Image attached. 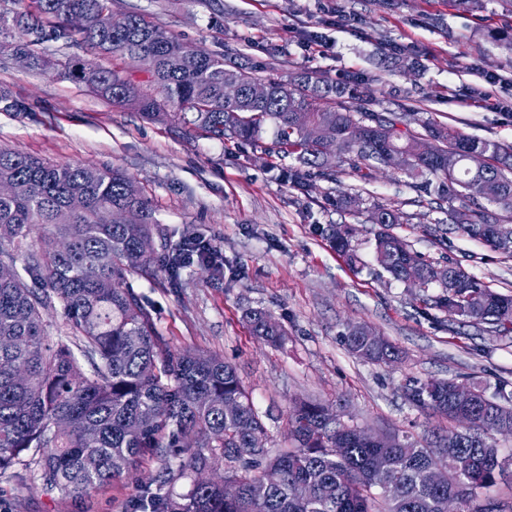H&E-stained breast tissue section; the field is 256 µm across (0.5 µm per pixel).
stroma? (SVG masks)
I'll return each mask as SVG.
<instances>
[{
  "label": "stroma",
  "instance_id": "35a3bbf8",
  "mask_svg": "<svg viewBox=\"0 0 512 512\" xmlns=\"http://www.w3.org/2000/svg\"><path fill=\"white\" fill-rule=\"evenodd\" d=\"M181 41L207 50L232 48L262 63L263 76L309 69L362 81L370 111L417 113L424 123L512 143V0H116ZM50 62L32 71L0 55V90L23 103L0 109V149L50 164L118 167L149 198L159 236L183 231L211 242L223 264L130 277L174 352L223 356L236 369L268 434V448L289 447L296 399L336 409L342 422L423 438L448 430V419L412 404L411 379L454 378L512 392V337L425 306L423 289L385 276L375 258L376 203L399 209L395 231L424 259L459 264L493 290L512 294V257L454 231L440 234L448 203L406 187L391 168L363 181L348 163L335 180L317 179L309 194L278 177L284 158L263 146L201 136L174 122L149 120L67 78L65 65L84 56L75 39L42 44ZM359 194L362 207L336 213L337 192ZM352 229L358 257L350 263L331 247L333 225ZM262 309L288 332L273 347L253 336L246 312ZM370 326L403 352L389 365L352 355L342 335ZM159 468L147 457L124 478L76 506L52 494L28 493L0 477L5 512H127L138 486Z\"/></svg>",
  "mask_w": 512,
  "mask_h": 512
}]
</instances>
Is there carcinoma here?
Masks as SVG:
<instances>
[{
	"instance_id": "carcinoma-1",
	"label": "carcinoma",
	"mask_w": 512,
	"mask_h": 512,
	"mask_svg": "<svg viewBox=\"0 0 512 512\" xmlns=\"http://www.w3.org/2000/svg\"><path fill=\"white\" fill-rule=\"evenodd\" d=\"M106 0H30L28 9L0 10V37L9 38L43 68L46 60L31 40L41 29L46 39L67 36L58 27L72 12L100 13ZM91 57L65 65L72 80L116 105L137 107L148 118L169 117L193 126L210 139L258 145L271 133L266 151L294 158L279 178L308 194L315 177H331L333 163L350 161L357 172L403 157L398 172L410 188L448 200V223L461 234L491 248L512 224L490 207L512 212V144L480 139L442 126H424L432 139L427 157L415 153L416 136L392 119L367 113L370 102L360 83L337 81L316 71L288 79L268 77L263 99L244 92L224 96L225 79L242 87L259 81L258 67L231 49H188L158 23L125 12L112 29L80 32ZM120 52L130 63L149 54L154 67L146 93L129 76L102 66L98 58ZM166 107L171 112H162ZM317 125L328 131L322 141L308 135ZM471 153L487 157L483 168L467 164ZM17 191L0 196V263L16 268L0 280V475L30 491L82 501L120 478L146 453L160 461L152 481L137 489L130 512H448L454 497L460 512H497L480 502L482 492L503 473L504 463L488 440L486 419L497 412L512 419V394L492 395L475 388L467 422L456 418L448 391L455 379L410 382L406 398L456 424L445 433L431 431L417 440L392 434L383 446L364 442L360 427L327 421L322 404L300 401L291 416L295 446L271 456L267 429L231 364L217 355L173 353L162 348L156 323L128 279L158 263L177 275L184 239L167 243L157 255L153 209L143 194L127 193L131 182L120 169L46 164L23 152L0 150V181ZM76 195L87 207L68 210ZM343 212H356L358 196L340 192L327 198ZM460 205H455V202ZM140 226L131 236L123 220ZM369 222L380 225L375 237L380 263L395 281L410 287L435 285L440 292L425 303L469 319L497 336L512 334V295L484 285L464 267L425 261L393 233L402 223L399 210L374 206ZM337 253L356 261L351 228L329 234ZM66 321L69 335L53 337L47 321ZM253 335L272 346L287 332L273 315L252 310ZM365 325L343 334L355 356L373 363L399 358L388 339L371 345L361 339ZM224 468V482H191L184 495L166 491L172 482L192 478L205 466ZM447 468L442 486L429 482L430 471ZM240 488L224 498V483ZM311 483L309 496L295 493Z\"/></svg>"
}]
</instances>
